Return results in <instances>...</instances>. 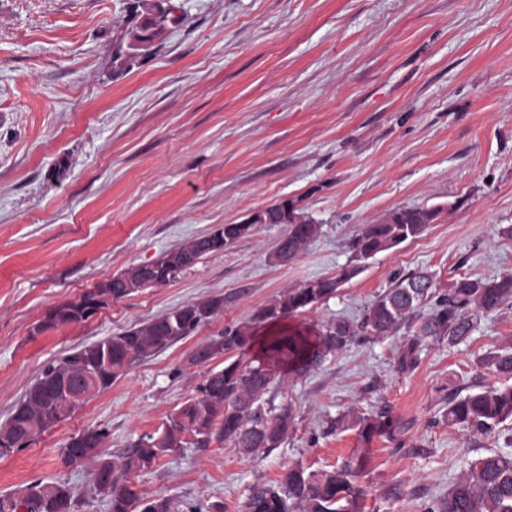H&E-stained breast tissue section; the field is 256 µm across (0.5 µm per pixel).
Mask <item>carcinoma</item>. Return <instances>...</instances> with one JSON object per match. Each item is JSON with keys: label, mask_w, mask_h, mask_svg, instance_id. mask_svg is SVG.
Segmentation results:
<instances>
[{"label": "carcinoma", "mask_w": 512, "mask_h": 512, "mask_svg": "<svg viewBox=\"0 0 512 512\" xmlns=\"http://www.w3.org/2000/svg\"><path fill=\"white\" fill-rule=\"evenodd\" d=\"M145 15L156 17L157 37L163 33V23L178 22L172 9L159 4L146 8ZM141 41L140 26L132 17L112 43L113 74L126 72L136 54L148 51L146 46L134 48ZM439 214L437 208H397L364 225L349 243L348 263L336 275L290 288L253 317L224 327L197 349L200 360L209 362L221 354L245 351L254 340L256 323L314 308L358 275L366 260L419 237ZM320 232L321 225L309 219L287 225L279 238L277 255L286 262L300 257ZM208 253L210 249L202 238L176 248V257L186 260L190 267ZM106 295L114 301L124 298V283L114 280L108 288L92 289L62 304L37 324V331L44 333L85 322L96 305L108 306ZM511 304V273L493 279L460 276L446 284L427 272L411 273L398 278L392 288L377 297L362 320L330 321L314 342L297 334L270 336L267 350L288 361L294 372L302 375L361 338L383 339L403 329L406 337L394 364L397 373L409 374L418 368L428 342L445 341L450 346L463 343L484 315ZM425 305L429 310L421 316L419 311ZM223 311L221 297L186 303L47 365L0 425V455L26 448L36 437L71 417L91 394L111 387L133 363L190 335L203 325L202 317L211 320ZM476 365L479 370L496 374L500 382L478 384L463 397L456 394L448 398L444 417L473 434H500L506 430V423H512V349L491 347L478 357ZM273 382V372L263 368L261 362L245 365L239 358L226 361L224 367L207 371L197 395L183 403L155 433L112 455L104 448L106 431L87 428L65 444L60 461L67 467L76 464L79 457L95 464L94 492L107 503L109 512H135L137 508L140 512H175L167 497L138 496L131 488V479L183 447L187 432L196 435L201 444L213 437L229 440L246 455L279 447L293 425L294 414L289 405L265 408L264 397ZM336 422L357 429L367 442L375 436L391 437L396 429L386 411L370 416L344 414ZM366 464L367 449L363 448L358 456L348 457L332 470L289 467L278 480L251 488L245 512H362L364 491L357 478ZM0 512H74V501L65 484L39 479L0 494ZM427 512H512V453L494 451L470 460L465 473Z\"/></svg>", "instance_id": "obj_1"}]
</instances>
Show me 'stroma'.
<instances>
[{"instance_id":"obj_1","label":"stroma","mask_w":512,"mask_h":512,"mask_svg":"<svg viewBox=\"0 0 512 512\" xmlns=\"http://www.w3.org/2000/svg\"><path fill=\"white\" fill-rule=\"evenodd\" d=\"M159 2L178 23L116 76L112 36L137 0H0V424L54 359L183 304L225 300L209 323L0 457V493L60 481L74 512L108 507L92 463L59 461L72 436L106 430L117 454L154 433L224 365L191 364L195 349L288 289L336 275L362 225L399 207L442 209L336 296L260 322L258 335L314 337L330 321L362 319L412 272L445 282L512 272V238L499 233L512 225V0ZM282 198L322 226L294 261L273 260L284 225L261 224L174 282L31 336L54 306ZM401 341H356L303 375L275 366L267 397L295 415L278 448L250 456L191 435L133 489L179 512H243L251 485L291 466L330 469L366 447L363 512H425L469 459L505 448L443 414L450 393L493 382L476 360L512 345V306L484 316L466 343H430L409 374L394 367ZM353 407L388 410L393 437L367 444L337 428Z\"/></svg>"}]
</instances>
